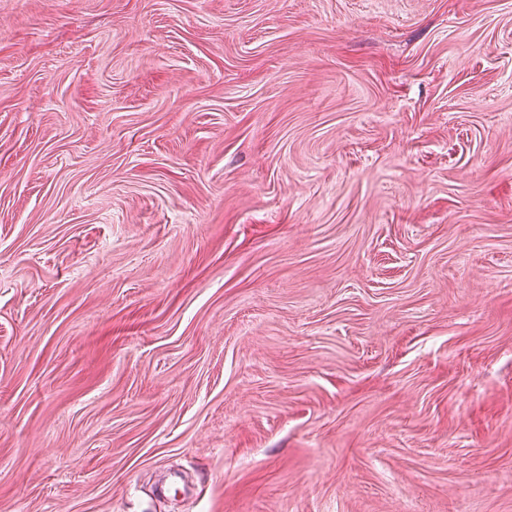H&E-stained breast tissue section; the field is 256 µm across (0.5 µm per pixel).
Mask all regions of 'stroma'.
<instances>
[{
  "instance_id": "obj_1",
  "label": "stroma",
  "mask_w": 512,
  "mask_h": 512,
  "mask_svg": "<svg viewBox=\"0 0 512 512\" xmlns=\"http://www.w3.org/2000/svg\"><path fill=\"white\" fill-rule=\"evenodd\" d=\"M0 512H512V0H0Z\"/></svg>"
}]
</instances>
